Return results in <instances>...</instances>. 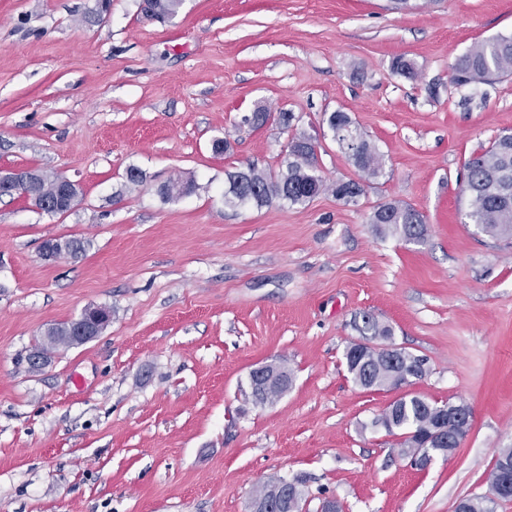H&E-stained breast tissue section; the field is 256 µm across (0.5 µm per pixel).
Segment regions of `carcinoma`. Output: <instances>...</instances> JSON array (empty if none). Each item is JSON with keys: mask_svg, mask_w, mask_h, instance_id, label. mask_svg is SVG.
I'll return each instance as SVG.
<instances>
[{"mask_svg": "<svg viewBox=\"0 0 512 512\" xmlns=\"http://www.w3.org/2000/svg\"><path fill=\"white\" fill-rule=\"evenodd\" d=\"M181 0H144L142 10L153 17L164 18L176 12ZM505 74H512V35H498L478 42L460 56L452 67V81L456 85L490 83ZM334 138L346 150L354 166L369 178L382 173L383 158L363 136L351 118L336 111L327 118ZM290 160L286 169L276 174H266L250 166L245 171L228 174L229 188L224 192V203L239 206L254 203L266 205L274 200L287 201L292 205L303 204L322 191L331 189L333 194L341 191L337 185H327L316 166V151L313 143L297 138L289 144ZM191 182L167 183L158 189L163 198L188 194L193 191ZM464 192L469 199L467 217L482 232L493 238L512 237V134H500L491 145L474 150L467 163ZM369 223L382 232L400 234L407 240L421 242L427 227L423 216L413 207L398 202H389L374 208ZM360 331L370 339L387 341L392 338L390 326L382 324L369 315ZM80 344L71 336L68 324L63 323L49 330L36 344L37 350L53 351L65 346ZM426 358L399 349L396 363H389L378 347L362 348L359 360L346 358V366L354 382L375 385L379 388L410 385L423 378L422 362ZM293 381L292 376L283 375L275 385L264 390L265 399L272 403L283 396ZM460 402L448 401L442 405L431 403L417 395H405L393 401L376 419L390 434L400 436L407 432H426L434 422V410L451 408ZM303 480L295 478L272 479L258 487L256 493L277 499L285 488L302 486ZM495 501L488 496L471 497L465 500L464 512H495Z\"/></svg>", "mask_w": 512, "mask_h": 512, "instance_id": "cac0c4a2", "label": "carcinoma"}]
</instances>
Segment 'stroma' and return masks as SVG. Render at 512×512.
<instances>
[{
  "mask_svg": "<svg viewBox=\"0 0 512 512\" xmlns=\"http://www.w3.org/2000/svg\"><path fill=\"white\" fill-rule=\"evenodd\" d=\"M96 6L0 0V170L81 191L63 215L0 197V512H247L258 485L297 477L305 512L488 494L512 447V239L468 223L462 187L471 153L512 130V75L459 86L451 67L512 33V0H182L165 21L110 0L100 22ZM400 55L416 78L392 71ZM335 111L383 156L356 202L225 205L228 173H277L303 135L327 183L359 179ZM173 180L195 189L163 199ZM388 202L423 215L424 241L379 234ZM49 238L86 250L50 263ZM93 306L112 313L102 333L29 371L37 339ZM366 313L427 358L423 379L353 382ZM270 362L293 382L259 405L249 373ZM408 393L472 408L461 445L423 467L372 424Z\"/></svg>",
  "mask_w": 512,
  "mask_h": 512,
  "instance_id": "stroma-1",
  "label": "stroma"
}]
</instances>
